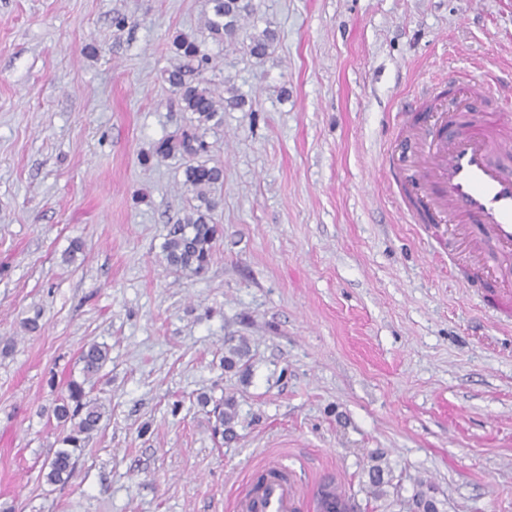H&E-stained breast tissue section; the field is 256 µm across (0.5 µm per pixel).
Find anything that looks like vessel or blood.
<instances>
[{"mask_svg": "<svg viewBox=\"0 0 512 512\" xmlns=\"http://www.w3.org/2000/svg\"><path fill=\"white\" fill-rule=\"evenodd\" d=\"M448 100L424 89L408 111L427 105L426 123L434 138L411 133L386 148L393 154L417 156V163L398 168L407 193L404 210L411 220L443 225L456 256L464 287L487 305L512 298V139L502 126L512 112L487 80H458ZM233 512H354L347 483L332 468L302 480L283 455L273 454L251 472L236 492Z\"/></svg>", "mask_w": 512, "mask_h": 512, "instance_id": "1", "label": "vessel or blood"}]
</instances>
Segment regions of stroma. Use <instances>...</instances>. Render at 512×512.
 <instances>
[{"label":"stroma","instance_id":"1","mask_svg":"<svg viewBox=\"0 0 512 512\" xmlns=\"http://www.w3.org/2000/svg\"><path fill=\"white\" fill-rule=\"evenodd\" d=\"M253 4L208 46L206 79L248 104L204 132L224 181L193 274L163 252L183 160L141 158L192 124L164 71L211 0H0V512H226L273 452L334 466L356 512H512V305L467 294L380 165L421 82L512 84V0ZM91 342L106 414L51 484Z\"/></svg>","mask_w":512,"mask_h":512}]
</instances>
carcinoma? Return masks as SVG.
Wrapping results in <instances>:
<instances>
[{
  "instance_id": "carcinoma-1",
  "label": "carcinoma",
  "mask_w": 512,
  "mask_h": 512,
  "mask_svg": "<svg viewBox=\"0 0 512 512\" xmlns=\"http://www.w3.org/2000/svg\"><path fill=\"white\" fill-rule=\"evenodd\" d=\"M213 14L206 23L207 34L203 38L179 34L171 43V50L178 63L164 71L166 81L180 92L183 110L196 115L200 124L210 121L221 122L220 112L224 106L241 108L245 100L237 94L229 98H216L204 77L213 60L206 42L211 40L222 44L239 37L241 21L254 12L252 0H212ZM276 35L264 29L259 35L249 37L248 49L252 56L262 59L274 49ZM208 151L207 143L194 131L185 130L177 138H165L155 147L154 154L168 157L175 153L188 159L185 166L184 184L192 192L190 213L183 221L171 225L164 243L168 265L195 274L204 271L211 260L217 229L211 224V215L218 207V201L211 196L215 185L224 179V169L197 160ZM109 357L106 346L91 343L82 352L84 381L70 380L67 396L55 408L56 418L73 422V426L62 443L66 448L56 451L48 463L47 481L51 484H65L74 475L78 456L93 432L97 431L105 414V408L97 401L87 398L84 382L97 375ZM236 417L234 401H224V409L218 412V420L226 430L233 431Z\"/></svg>"
}]
</instances>
